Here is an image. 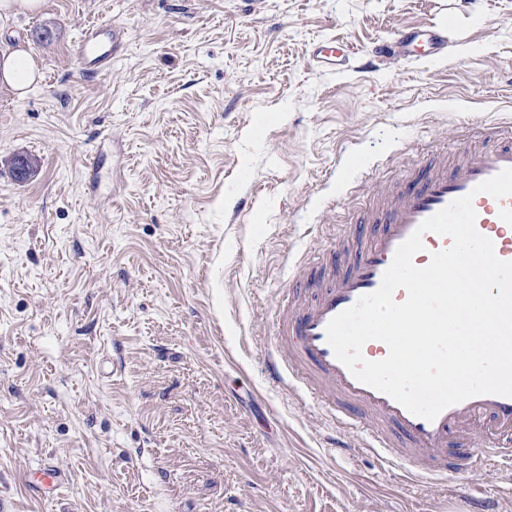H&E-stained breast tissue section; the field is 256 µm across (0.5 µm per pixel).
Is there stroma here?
<instances>
[{
    "mask_svg": "<svg viewBox=\"0 0 512 512\" xmlns=\"http://www.w3.org/2000/svg\"><path fill=\"white\" fill-rule=\"evenodd\" d=\"M104 17L126 51L88 78L72 46ZM396 27L451 42L314 55ZM9 46L43 78L0 90V512H462L471 488L512 512L490 472L432 489L337 456L263 367L290 259L341 248L410 154L459 149L445 123L512 117V0H45L0 19Z\"/></svg>",
    "mask_w": 512,
    "mask_h": 512,
    "instance_id": "1",
    "label": "stroma"
}]
</instances>
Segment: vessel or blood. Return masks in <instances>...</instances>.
<instances>
[{"mask_svg":"<svg viewBox=\"0 0 512 512\" xmlns=\"http://www.w3.org/2000/svg\"><path fill=\"white\" fill-rule=\"evenodd\" d=\"M416 41V35L396 29L369 54L375 58ZM124 49L123 28L100 19L90 22L73 45L87 74L111 71ZM506 128L503 121L483 123L458 157L424 156L401 179L383 184L357 214L347 246L327 262L301 263L291 277L288 302L277 313L273 345L266 353V375L271 382L288 383L300 403L316 404L329 415L341 431L331 441L337 453H374L417 482L482 471L492 461L512 477V397H472L430 422L356 380L326 338L334 316L379 287L398 246L457 198L473 195L478 231L492 240L500 259L512 261V197L498 200L473 192L512 168V135ZM422 242L413 257L419 267L451 240L428 232Z\"/></svg>","mask_w":512,"mask_h":512,"instance_id":"obj_1","label":"vessel or blood"}]
</instances>
